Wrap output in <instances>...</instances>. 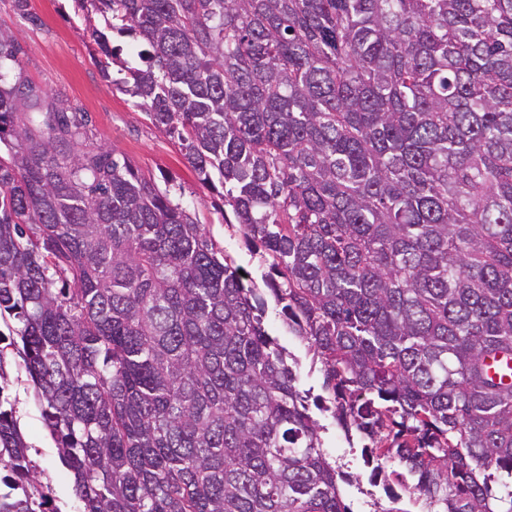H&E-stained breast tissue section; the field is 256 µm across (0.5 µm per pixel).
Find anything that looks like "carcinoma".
Segmentation results:
<instances>
[{
  "label": "carcinoma",
  "instance_id": "obj_1",
  "mask_svg": "<svg viewBox=\"0 0 512 512\" xmlns=\"http://www.w3.org/2000/svg\"><path fill=\"white\" fill-rule=\"evenodd\" d=\"M74 3L270 294L84 115L0 84V315L83 512H350L312 406L427 512H512V0ZM115 35L144 66L114 80ZM5 382L0 512H58ZM266 324L268 327L275 330V333L279 335L280 343L299 360L297 383L299 389H311L313 396L322 393L321 386L323 383V375L320 371V362L317 360L313 362L312 355L307 354L305 346L300 340L294 336H288V332L282 327L278 311L274 308L273 304L269 306Z\"/></svg>",
  "mask_w": 512,
  "mask_h": 512
}]
</instances>
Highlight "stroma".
<instances>
[{
  "label": "stroma",
  "instance_id": "35a3bbf8",
  "mask_svg": "<svg viewBox=\"0 0 512 512\" xmlns=\"http://www.w3.org/2000/svg\"><path fill=\"white\" fill-rule=\"evenodd\" d=\"M31 19L19 17L10 0H0V30L11 33L22 50L7 79L24 76L32 83L63 97L74 111L86 113L93 142L105 144L116 156L127 158L153 178L161 191L179 203L198 223L204 224L216 247L230 254L236 264L260 277V258L245 246L237 229L224 221L220 195L204 186L190 167L176 136L159 130L136 106L134 98L104 79L86 35L90 25L103 26L101 15H77L73 0H30ZM268 327L299 361L298 387L319 394L323 383L320 362L307 354L304 344L288 335L276 309H269ZM4 368L15 417L29 445L28 457L52 489L57 512H83L84 504L73 490L70 473L59 461L44 424L41 407L26 382L20 359L6 352ZM325 451L333 461H347L353 482L341 485L342 497L352 512H425L424 500L411 489H400L399 500L389 499L374 484L371 468L354 458L345 430L330 414L319 415Z\"/></svg>",
  "mask_w": 512,
  "mask_h": 512
}]
</instances>
